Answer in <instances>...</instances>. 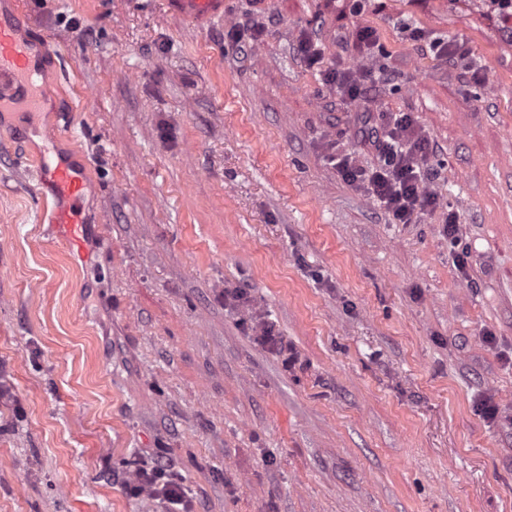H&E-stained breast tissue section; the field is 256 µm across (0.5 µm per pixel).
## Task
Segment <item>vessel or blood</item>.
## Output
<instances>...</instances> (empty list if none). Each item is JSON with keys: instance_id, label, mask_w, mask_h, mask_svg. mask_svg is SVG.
I'll return each instance as SVG.
<instances>
[{"instance_id": "1", "label": "vessel or blood", "mask_w": 512, "mask_h": 512, "mask_svg": "<svg viewBox=\"0 0 512 512\" xmlns=\"http://www.w3.org/2000/svg\"><path fill=\"white\" fill-rule=\"evenodd\" d=\"M169 8L204 24L224 17V0H167ZM49 41L18 19L0 16V112L16 105L39 111L57 73L48 66ZM36 179L43 197L52 199L51 233L72 260L88 255L89 229L83 200L87 189L84 164L75 155L54 151L36 161Z\"/></svg>"}]
</instances>
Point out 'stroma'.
I'll return each instance as SVG.
<instances>
[{
    "label": "stroma",
    "instance_id": "1",
    "mask_svg": "<svg viewBox=\"0 0 512 512\" xmlns=\"http://www.w3.org/2000/svg\"><path fill=\"white\" fill-rule=\"evenodd\" d=\"M16 3L59 79L0 122V512H163L129 490L158 459L193 512H512V40L490 7L224 0L200 27L166 0ZM389 113L438 170L414 224L328 161L375 164L361 130ZM52 145L95 187L86 264L48 228ZM430 48L438 59H451L464 61L469 56V49L464 42H450L448 40H434ZM257 340L271 353L283 357V363L288 366L296 361L293 348L288 346L281 337L275 336L272 327L268 323H261L255 327Z\"/></svg>",
    "mask_w": 512,
    "mask_h": 512
}]
</instances>
